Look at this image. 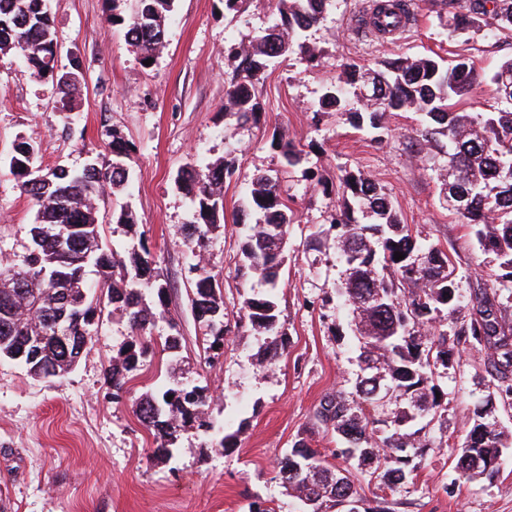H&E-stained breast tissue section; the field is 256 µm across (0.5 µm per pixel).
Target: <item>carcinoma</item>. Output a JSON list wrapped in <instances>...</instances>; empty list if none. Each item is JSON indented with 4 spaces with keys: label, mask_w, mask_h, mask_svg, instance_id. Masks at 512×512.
I'll return each instance as SVG.
<instances>
[{
    "label": "carcinoma",
    "mask_w": 512,
    "mask_h": 512,
    "mask_svg": "<svg viewBox=\"0 0 512 512\" xmlns=\"http://www.w3.org/2000/svg\"><path fill=\"white\" fill-rule=\"evenodd\" d=\"M126 0H112V24L125 29L140 60L156 59L164 48L167 26L176 0H132L126 14L118 12ZM432 0L438 18L455 33L491 26L512 32V0ZM326 0H279L278 17L267 32L248 46L232 45L227 52L239 61L225 84L224 110L240 123L255 118V85L270 64L291 54L311 63L307 32L324 19ZM366 13L373 25L409 13L405 0H372ZM56 31L44 0H0V52H20L40 78L55 82L61 94L60 111L71 119L83 81L82 64L71 57L69 67L55 64ZM508 74V83L499 82ZM476 77L474 62L460 57L448 65L433 56L402 57L376 68L342 66L336 81L325 86L314 115L343 112L358 130L381 129L387 112L411 109L422 115L414 138L417 150L447 140L445 162L455 164L446 183V196L465 199L452 209L483 251L495 255L500 274L496 285L470 293L469 314L462 310L456 268L448 254L425 244L401 223L389 195L363 173L341 170L342 203L330 215L338 257L346 267L336 294L342 300L359 346L363 374L352 390L327 396L316 412L324 429L341 444L347 467L331 470L317 451L299 439L279 463V477L288 495L306 506L305 512H347L344 503L358 501V470L382 488L395 493L409 484L433 450L427 429L442 420L445 407L438 384L439 368L448 367L456 345L464 340L486 351L488 388L493 398L512 406V323L503 292L512 297V112H469L465 109ZM498 97L512 102V59L491 75ZM286 164L302 162L301 150L281 137L272 140ZM112 159L106 166L94 160L81 170L58 165L31 173L37 162L35 146L22 138L14 144L10 174L35 207L30 228L31 248L20 263L0 264V358L9 359L38 377L62 379L70 373L91 341L94 318L103 306L127 317L131 336L107 374L112 399L124 393L126 376L148 349V335L165 312L167 285L155 271L147 246L124 252L105 250L98 209L106 188L129 182L126 160L133 146L112 134ZM238 170L236 155L203 168L177 174V189L189 200L191 220L184 243L195 255L207 247L211 228L224 220V180ZM247 206L261 214L245 229L240 271L258 276L265 291L247 298L240 322L257 336L279 335L277 304L279 271L285 260L290 208L275 180L253 175ZM405 258L395 260L394 254ZM93 267L97 281L85 279ZM192 282V311L205 328L204 359L213 366L224 354V300L215 278L205 268H188ZM28 288L20 292L16 281ZM448 321V328L426 332L428 325ZM207 388L169 384L139 401L143 423L155 431V455H172L180 432L195 426L213 430L207 420ZM468 429L456 462L469 481L492 478L499 471L508 436L489 420L488 404L466 417ZM238 431L224 426L211 446L236 447Z\"/></svg>",
    "instance_id": "carcinoma-1"
}]
</instances>
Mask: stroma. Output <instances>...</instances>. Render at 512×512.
Wrapping results in <instances>:
<instances>
[{
	"label": "stroma",
	"instance_id": "obj_1",
	"mask_svg": "<svg viewBox=\"0 0 512 512\" xmlns=\"http://www.w3.org/2000/svg\"><path fill=\"white\" fill-rule=\"evenodd\" d=\"M368 2L329 0L324 20L307 36L316 61L291 56L270 67L255 90L258 117L244 125L224 115V86L234 69L224 48L249 44L266 29L278 0H244L236 14L225 12L224 0H177L166 46L148 68L122 27L108 22L105 0H46L59 66L78 56L85 77L70 125L56 108L51 81L35 76L16 52L0 53V260L21 262L35 217L9 172L15 141L36 145L38 165L80 169L94 157L109 160L115 132L136 151L128 186L100 206L101 235L120 251L147 244L169 288L167 319L153 331L158 341L128 373L119 401H112L105 378L130 335L121 315L104 312L65 380L36 378L0 360V512H248L256 500L277 512H301L277 477L278 464L302 437L327 467H343L335 438L315 414L327 395L351 390L360 372L349 318L336 307L342 267L333 240L321 235L340 204L341 169L362 172L384 188L402 223L448 253L462 294L492 284L493 255L479 248L441 198L439 158L412 145L416 113H386L376 138L340 113L317 116L313 110L341 64L372 67L405 55H438L475 60L469 109L497 111L490 77L512 57V36L483 29L449 33L430 0H409L412 21L385 41L358 31L356 19ZM276 135L302 150L301 164L285 166L272 145ZM229 151L239 170L224 184V221L209 234L203 265L221 287L224 321L232 330L220 363L208 366L200 358L205 329L191 310V253L181 235L189 203L174 179L181 168L218 162ZM257 172L277 178L294 213L278 292L285 348L269 365L260 361V341L237 324L245 299L262 289L240 272L236 226L240 219H260L244 207V183ZM123 207L132 209L135 225L114 222L113 212ZM170 319L182 336L176 350L159 341ZM485 365L484 352L460 344L438 381L446 411L430 429L434 452L400 492L386 495L358 480L366 503L383 496L393 512H512V447L493 479L470 483L455 468L464 417L486 400ZM175 381L208 387L209 420L216 426L232 421L239 430L236 448L207 447L203 432L187 430L171 458H155V439L137 404Z\"/></svg>",
	"mask_w": 512,
	"mask_h": 512
}]
</instances>
